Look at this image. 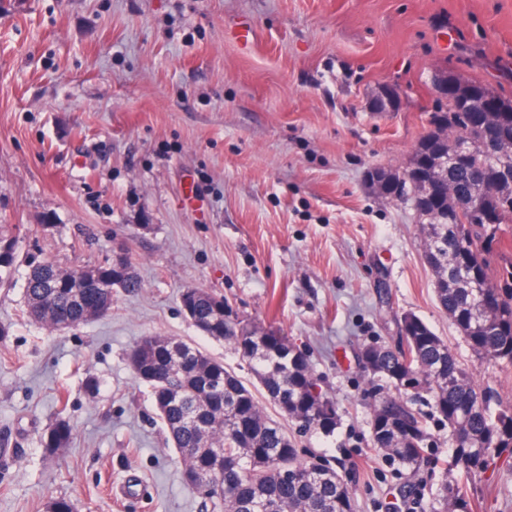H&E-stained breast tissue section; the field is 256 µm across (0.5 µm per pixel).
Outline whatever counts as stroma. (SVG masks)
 <instances>
[{
    "instance_id": "1",
    "label": "stroma",
    "mask_w": 512,
    "mask_h": 512,
    "mask_svg": "<svg viewBox=\"0 0 512 512\" xmlns=\"http://www.w3.org/2000/svg\"><path fill=\"white\" fill-rule=\"evenodd\" d=\"M441 72L512 100V0H0V233L17 252L0 286V441L15 448L0 512L55 497L75 512H202L128 365L138 339L170 336L250 380L184 314L192 288L308 356L342 423L288 432L341 467L356 512H431L430 488L403 501L405 470L367 445L356 354L395 342L412 313L512 401V367L472 356L439 309L417 213L366 181L406 168ZM387 86L397 106L375 111ZM120 256L142 286L107 316L28 318L30 265ZM60 417L72 440L49 458L40 439ZM475 484V512H512V462Z\"/></svg>"
}]
</instances>
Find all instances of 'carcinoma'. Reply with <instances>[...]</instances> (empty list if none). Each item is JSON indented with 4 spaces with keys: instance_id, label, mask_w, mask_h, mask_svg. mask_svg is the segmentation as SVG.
Returning <instances> with one entry per match:
<instances>
[{
    "instance_id": "carcinoma-1",
    "label": "carcinoma",
    "mask_w": 512,
    "mask_h": 512,
    "mask_svg": "<svg viewBox=\"0 0 512 512\" xmlns=\"http://www.w3.org/2000/svg\"><path fill=\"white\" fill-rule=\"evenodd\" d=\"M448 81L461 92L483 91L497 103L495 124L486 122L481 100L459 106L438 97L430 131L420 140L408 166L396 175L390 192L410 202L422 220L424 259L434 276L439 308L452 320L474 356L493 364H512V100L486 85ZM448 125V141L434 125ZM484 173L485 188L475 189L472 173ZM423 170L450 193L427 205L415 203L413 173ZM480 204L497 224L469 223ZM14 244L0 237V281L15 263ZM115 272L110 265L63 269L52 261L30 265L25 294L28 316L56 328L99 318L88 304L141 287L132 263ZM195 317L206 335L225 341L254 376L247 383L224 362L195 345L168 336H143L129 353L134 375L149 385L157 412L182 459L183 480L203 504L224 512H354L348 482L339 470L316 454L302 457L283 424L259 405L260 389L281 417L304 432L334 434L340 407L322 391L307 356L290 351L285 337L260 332L224 318V298L187 289ZM399 347L362 345L359 364L372 384L373 419L370 448L396 461L415 478L438 461L426 454V414L416 403L426 399L448 424L452 442L447 470L461 479L445 483L432 512H473L470 479L489 471L495 459L512 458V407L493 401L448 343L414 314L400 322ZM415 380L413 389L404 379ZM71 440V428L57 419L46 429L42 448L55 455Z\"/></svg>"
}]
</instances>
